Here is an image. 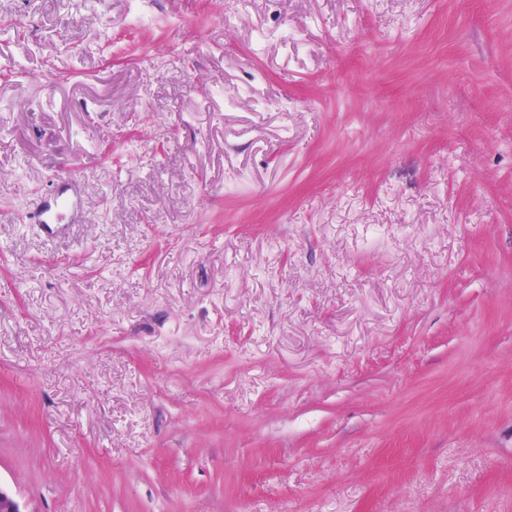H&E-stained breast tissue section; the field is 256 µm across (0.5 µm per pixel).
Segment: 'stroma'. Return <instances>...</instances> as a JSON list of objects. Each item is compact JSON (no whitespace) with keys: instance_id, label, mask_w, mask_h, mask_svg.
<instances>
[{"instance_id":"obj_1","label":"stroma","mask_w":512,"mask_h":512,"mask_svg":"<svg viewBox=\"0 0 512 512\" xmlns=\"http://www.w3.org/2000/svg\"><path fill=\"white\" fill-rule=\"evenodd\" d=\"M7 63L25 512H512V0H0ZM79 173H70L57 182L54 189L41 197L33 212L35 224H41L48 234L62 231L63 224L70 223L82 215L80 208L78 185Z\"/></svg>"}]
</instances>
